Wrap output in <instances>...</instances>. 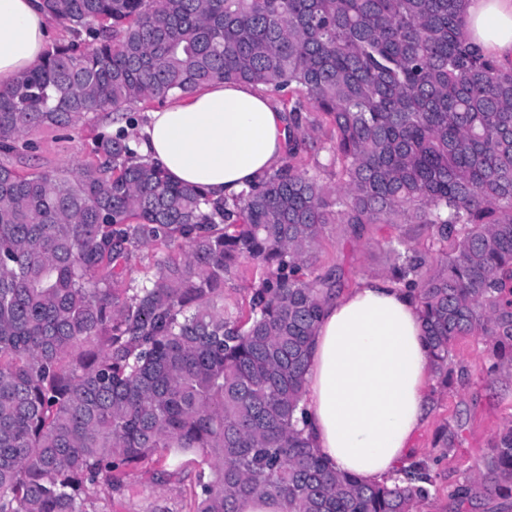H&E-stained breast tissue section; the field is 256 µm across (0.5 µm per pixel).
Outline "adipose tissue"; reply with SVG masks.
<instances>
[{
	"label": "adipose tissue",
	"mask_w": 512,
	"mask_h": 512,
	"mask_svg": "<svg viewBox=\"0 0 512 512\" xmlns=\"http://www.w3.org/2000/svg\"><path fill=\"white\" fill-rule=\"evenodd\" d=\"M466 22L469 40L486 56L512 62V0H468ZM48 42L40 0H0V85L36 64ZM128 134L138 156L219 200L279 167L290 125L262 88L215 82L145 113ZM431 367L421 307L391 278L368 277L330 296L302 401L314 451L331 469L368 482L395 477L430 410Z\"/></svg>",
	"instance_id": "ef3b65f1"
}]
</instances>
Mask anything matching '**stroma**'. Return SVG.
Instances as JSON below:
<instances>
[{
    "instance_id": "35a3bbf8",
    "label": "stroma",
    "mask_w": 512,
    "mask_h": 512,
    "mask_svg": "<svg viewBox=\"0 0 512 512\" xmlns=\"http://www.w3.org/2000/svg\"><path fill=\"white\" fill-rule=\"evenodd\" d=\"M110 113L85 117L64 129L42 128L21 139L18 153L6 156L5 164L19 172L63 170L91 159L97 134L115 132ZM403 235L418 249L432 245L430 232L417 224L393 227L370 225L364 236L353 234L349 225L332 224L317 250V273L334 272L340 280L337 293H345L359 280L388 274L392 260L384 244L394 235ZM488 344L481 336H464L451 348L449 385L430 379L431 410L413 439L412 461L426 463L434 477L432 497L418 502L416 512H461L457 509L456 489L476 479L495 436L512 425V373L489 375ZM455 434L453 450L437 441L442 429ZM192 479L174 474L152 481L131 474L123 493L100 492L97 512H189Z\"/></svg>"
}]
</instances>
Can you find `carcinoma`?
<instances>
[{
  "mask_svg": "<svg viewBox=\"0 0 512 512\" xmlns=\"http://www.w3.org/2000/svg\"><path fill=\"white\" fill-rule=\"evenodd\" d=\"M467 0H43L69 30L0 86V153L43 126L186 97L215 81L275 95L288 157L232 200L172 181L123 130L66 174L0 163V512H89L122 475L194 455L190 512H412L429 467L391 484L338 474L296 411L333 274L327 225L419 224L435 249L388 242L419 300L432 373L462 336L512 370V66L464 36ZM324 149L339 185L302 165ZM156 257L127 281L132 250ZM259 270L224 313V280ZM512 500V426L473 485Z\"/></svg>",
  "mask_w": 512,
  "mask_h": 512,
  "instance_id": "1",
  "label": "carcinoma"
}]
</instances>
